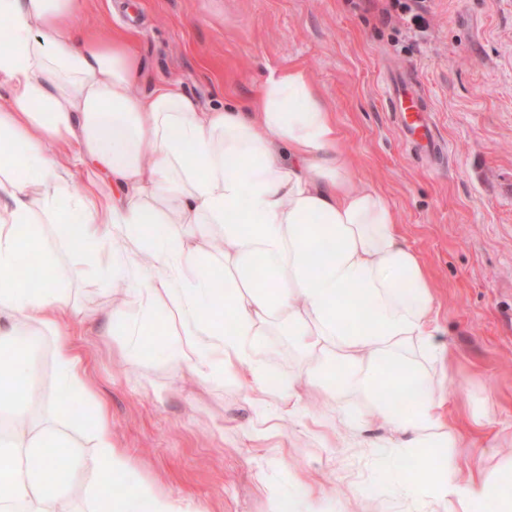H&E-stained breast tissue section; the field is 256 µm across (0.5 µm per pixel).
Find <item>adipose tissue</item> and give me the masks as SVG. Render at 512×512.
Segmentation results:
<instances>
[{"label":"adipose tissue","mask_w":512,"mask_h":512,"mask_svg":"<svg viewBox=\"0 0 512 512\" xmlns=\"http://www.w3.org/2000/svg\"><path fill=\"white\" fill-rule=\"evenodd\" d=\"M84 0H0V512H69L83 471L101 490L96 512H190L152 485L126 480L108 410L93 397L66 321L65 277L123 286L112 333L140 362L147 328L164 336L163 361L196 381L250 388V438L263 447L303 395L324 394L350 431L378 417L390 437L360 440L388 462L410 458L404 496L430 497L442 512H512L508 477L436 467V449L462 436L448 418L446 388L462 384L436 343L438 300L421 255L402 233L387 195L356 187L333 112L300 67L270 72L255 101L208 112L177 87L134 94V33L102 43L78 28ZM91 178L83 196L70 185ZM110 183L102 192V183ZM59 244L41 247L43 224ZM221 237L222 278L204 272ZM125 245L103 264L99 247ZM72 254L60 270V251ZM57 339L56 370L67 403L28 422L32 332ZM287 337L300 373L271 389V337ZM278 409H271V402ZM92 409L95 451L70 448L64 418ZM121 483L120 495L103 494Z\"/></svg>","instance_id":"ef3b65f1"}]
</instances>
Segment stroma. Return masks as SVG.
I'll return each instance as SVG.
<instances>
[{"instance_id": "35a3bbf8", "label": "stroma", "mask_w": 512, "mask_h": 512, "mask_svg": "<svg viewBox=\"0 0 512 512\" xmlns=\"http://www.w3.org/2000/svg\"><path fill=\"white\" fill-rule=\"evenodd\" d=\"M387 0H86L76 23L108 42L135 33L142 66L134 92L172 83L200 107L249 103L269 70L304 68L336 116L357 185L379 187L426 263L442 331L464 387L449 386L448 410L468 429L448 449L460 468L492 472L512 457V0H429V25L387 21ZM412 70L433 111L441 150L426 158L404 144L385 95L393 72ZM70 328L95 393L110 409L127 478L203 512H269L268 488L298 498L300 483L321 492L323 512H437L407 499L392 474L352 437L327 400L307 414L326 420V448L294 419L283 422L281 461L262 458L248 437L244 388L199 385L159 359L156 336L141 339L129 364L109 319L123 294L94 278L67 283ZM95 318L84 315L86 309ZM29 408L54 417L55 342L30 339ZM483 409L485 428L467 426Z\"/></svg>"}]
</instances>
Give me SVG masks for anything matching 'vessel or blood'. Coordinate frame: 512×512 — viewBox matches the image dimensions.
Listing matches in <instances>:
<instances>
[{
  "instance_id": "b4317fda",
  "label": "vessel or blood",
  "mask_w": 512,
  "mask_h": 512,
  "mask_svg": "<svg viewBox=\"0 0 512 512\" xmlns=\"http://www.w3.org/2000/svg\"><path fill=\"white\" fill-rule=\"evenodd\" d=\"M388 95L398 114L399 130L404 139L418 151L434 155L439 149L435 136L433 113L422 103L413 72H405L390 83Z\"/></svg>"
}]
</instances>
